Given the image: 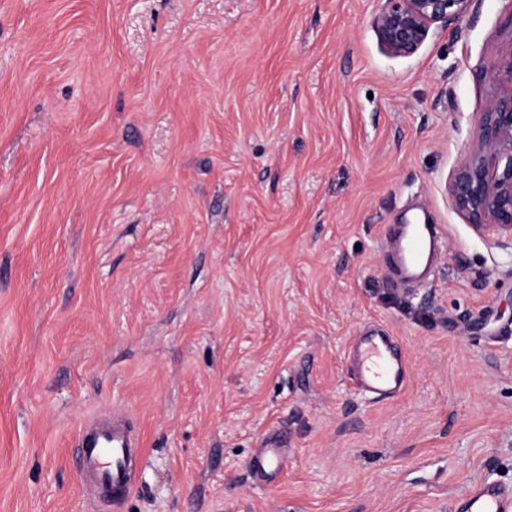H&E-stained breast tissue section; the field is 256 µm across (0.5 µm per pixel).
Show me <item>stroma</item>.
Returning a JSON list of instances; mask_svg holds the SVG:
<instances>
[{
	"instance_id": "1",
	"label": "stroma",
	"mask_w": 512,
	"mask_h": 512,
	"mask_svg": "<svg viewBox=\"0 0 512 512\" xmlns=\"http://www.w3.org/2000/svg\"><path fill=\"white\" fill-rule=\"evenodd\" d=\"M382 0H0V512H93L74 438L135 420L109 512H458L512 486V249L447 186L512 56L476 0L410 57ZM445 231L395 286L411 208ZM411 366L354 384L367 327ZM288 466L261 484L264 437ZM387 247L392 282L395 285H425L435 271L443 239L438 224H430L424 214L403 224H395Z\"/></svg>"
}]
</instances>
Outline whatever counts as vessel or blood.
<instances>
[{"instance_id": "b4317fda", "label": "vessel or blood", "mask_w": 512, "mask_h": 512, "mask_svg": "<svg viewBox=\"0 0 512 512\" xmlns=\"http://www.w3.org/2000/svg\"><path fill=\"white\" fill-rule=\"evenodd\" d=\"M390 277L394 284L423 285L431 279L443 249L438 225L427 216L395 225L388 241ZM351 376L355 384L377 397H391L405 388L408 365L391 336L370 332L352 345ZM139 441L124 417L99 412L81 425L76 440L77 468L84 492L96 512H107L112 502L132 486V460ZM287 461L277 439H267L250 463L256 479L268 481ZM468 512H512V488L479 484L466 495Z\"/></svg>"}]
</instances>
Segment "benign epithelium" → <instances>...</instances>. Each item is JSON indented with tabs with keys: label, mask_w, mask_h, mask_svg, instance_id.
I'll use <instances>...</instances> for the list:
<instances>
[{
	"label": "benign epithelium",
	"mask_w": 512,
	"mask_h": 512,
	"mask_svg": "<svg viewBox=\"0 0 512 512\" xmlns=\"http://www.w3.org/2000/svg\"><path fill=\"white\" fill-rule=\"evenodd\" d=\"M475 0H384L374 18L383 50L414 55L430 32L466 16ZM499 92L478 122L476 149L467 152L448 191L455 206L498 245L512 247V57L498 75Z\"/></svg>",
	"instance_id": "obj_1"
}]
</instances>
